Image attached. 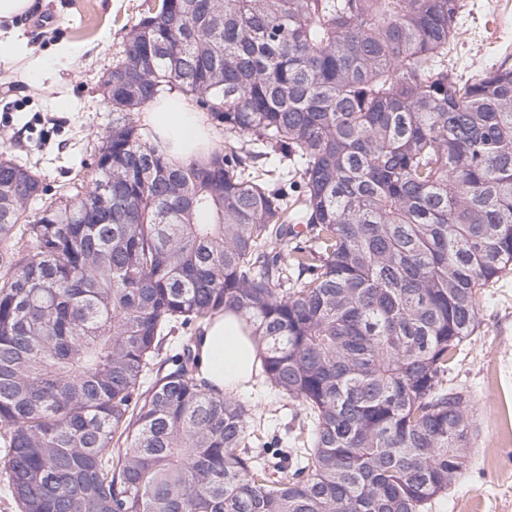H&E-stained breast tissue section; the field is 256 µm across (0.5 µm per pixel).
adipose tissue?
<instances>
[{
  "label": "adipose tissue",
  "mask_w": 512,
  "mask_h": 512,
  "mask_svg": "<svg viewBox=\"0 0 512 512\" xmlns=\"http://www.w3.org/2000/svg\"><path fill=\"white\" fill-rule=\"evenodd\" d=\"M144 119L155 138L176 158L191 160L216 145L208 115L196 111L183 95L173 93L157 100ZM243 326V318L229 312L205 323L195 339L198 377L213 391L239 387L252 376L256 345Z\"/></svg>",
  "instance_id": "ef3b65f1"
}]
</instances>
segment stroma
<instances>
[{
  "instance_id": "1",
  "label": "stroma",
  "mask_w": 512,
  "mask_h": 512,
  "mask_svg": "<svg viewBox=\"0 0 512 512\" xmlns=\"http://www.w3.org/2000/svg\"><path fill=\"white\" fill-rule=\"evenodd\" d=\"M463 35L452 53L462 77L512 56V0H461ZM155 0H38L39 8L18 26L0 21V31L25 38L28 59L0 58V152L37 169L57 187L90 179L88 156L112 128L104 82L123 54L140 13ZM77 47L70 60L53 64V84L44 88L29 59L48 56L53 44ZM480 327L448 371L452 384L476 397L478 437L472 464L447 497L427 512H512V276L482 291ZM257 410L256 445L298 429L297 402L278 397L261 383L238 392Z\"/></svg>"
}]
</instances>
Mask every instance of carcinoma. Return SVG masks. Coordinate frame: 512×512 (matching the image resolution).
Returning a JSON list of instances; mask_svg holds the SVG:
<instances>
[{
	"mask_svg": "<svg viewBox=\"0 0 512 512\" xmlns=\"http://www.w3.org/2000/svg\"><path fill=\"white\" fill-rule=\"evenodd\" d=\"M462 7L158 0L112 64L91 186L59 195L0 154V472L20 512L448 494L477 436L448 367L512 271V66L448 65ZM172 89L224 147L179 161L153 140L138 114ZM228 311L306 434L254 447L255 410L197 377L194 333Z\"/></svg>",
	"mask_w": 512,
	"mask_h": 512,
	"instance_id": "1",
	"label": "carcinoma"
}]
</instances>
